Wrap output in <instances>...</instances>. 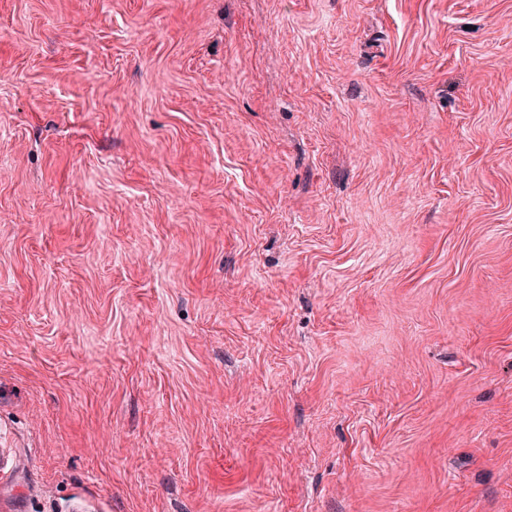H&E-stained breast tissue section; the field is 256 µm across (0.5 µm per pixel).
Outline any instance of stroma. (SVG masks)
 I'll return each instance as SVG.
<instances>
[{
    "mask_svg": "<svg viewBox=\"0 0 512 512\" xmlns=\"http://www.w3.org/2000/svg\"><path fill=\"white\" fill-rule=\"evenodd\" d=\"M0 512H512V0H0Z\"/></svg>",
    "mask_w": 512,
    "mask_h": 512,
    "instance_id": "obj_1",
    "label": "stroma"
}]
</instances>
